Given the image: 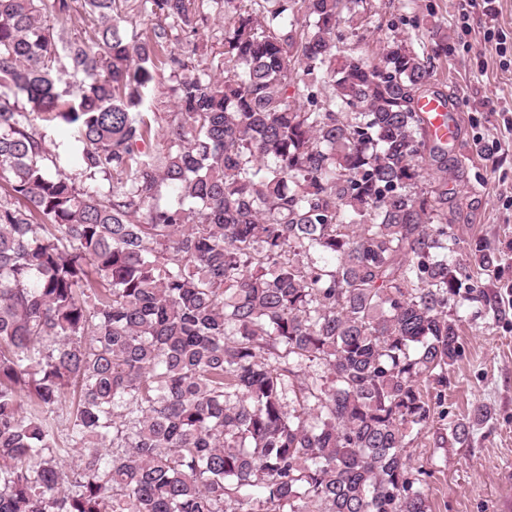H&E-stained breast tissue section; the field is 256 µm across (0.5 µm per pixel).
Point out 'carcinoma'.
I'll return each instance as SVG.
<instances>
[{"mask_svg": "<svg viewBox=\"0 0 512 512\" xmlns=\"http://www.w3.org/2000/svg\"><path fill=\"white\" fill-rule=\"evenodd\" d=\"M365 2L0 0V512H429L460 242L431 58L345 53ZM213 16L219 50L168 51ZM170 75L168 67L159 71L155 82L150 87L147 99V112L160 113L163 116V113L176 111L175 97L172 90L173 86L176 85V81Z\"/></svg>", "mask_w": 512, "mask_h": 512, "instance_id": "obj_1", "label": "carcinoma"}]
</instances>
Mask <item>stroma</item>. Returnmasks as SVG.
I'll list each match as a JSON object with an SVG mask.
<instances>
[{
    "label": "stroma",
    "instance_id": "1",
    "mask_svg": "<svg viewBox=\"0 0 512 512\" xmlns=\"http://www.w3.org/2000/svg\"><path fill=\"white\" fill-rule=\"evenodd\" d=\"M460 0H367L366 22L348 35V53L379 58L386 33L410 38L431 53L432 31L452 39L432 61L434 86L448 102L458 136L448 147V221L460 240L456 263L472 275L471 299L457 297L461 355L446 386H430L429 424L409 445L421 470L430 512H512V64L483 42L484 18L473 8L461 19ZM482 241L495 262L474 263ZM491 411L468 443H456L451 421L474 405Z\"/></svg>",
    "mask_w": 512,
    "mask_h": 512
}]
</instances>
